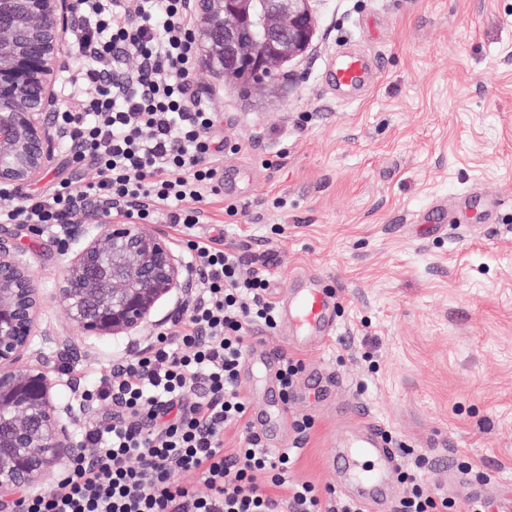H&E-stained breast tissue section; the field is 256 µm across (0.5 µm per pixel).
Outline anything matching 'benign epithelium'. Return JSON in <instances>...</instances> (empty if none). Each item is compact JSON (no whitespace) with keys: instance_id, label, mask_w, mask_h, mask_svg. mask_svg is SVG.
I'll return each instance as SVG.
<instances>
[{"instance_id":"obj_1","label":"benign epithelium","mask_w":512,"mask_h":512,"mask_svg":"<svg viewBox=\"0 0 512 512\" xmlns=\"http://www.w3.org/2000/svg\"><path fill=\"white\" fill-rule=\"evenodd\" d=\"M313 0H188L198 18V41L207 63L256 89L289 61L305 55L316 36ZM82 23L80 0H0V185L41 176L65 132L45 116L59 109L57 78L69 66L63 46ZM136 202L107 199L96 233L72 259L60 299L78 329L129 335L150 320L171 292H192L183 258L162 229L129 224L122 214ZM57 237L74 242L86 225L59 224ZM39 289L20 260L15 234L0 225V512H17L16 492L43 484L51 470L74 453L71 424L55 404L57 382L45 368L69 353L71 337L51 340L41 368L15 366L29 349Z\"/></svg>"}]
</instances>
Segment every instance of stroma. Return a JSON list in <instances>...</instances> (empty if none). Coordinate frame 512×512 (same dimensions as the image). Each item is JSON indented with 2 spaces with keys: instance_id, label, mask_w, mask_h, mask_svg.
<instances>
[{
  "instance_id": "35a3bbf8",
  "label": "stroma",
  "mask_w": 512,
  "mask_h": 512,
  "mask_svg": "<svg viewBox=\"0 0 512 512\" xmlns=\"http://www.w3.org/2000/svg\"><path fill=\"white\" fill-rule=\"evenodd\" d=\"M314 49L282 67L272 87L242 93L199 63L194 91L209 95L237 176L208 205L205 231L265 269L272 296L299 273L335 293L336 334L308 349L266 344L343 382L393 436L431 456L450 445L512 495V0H313ZM372 59L376 78L353 94L331 85L338 53ZM93 181L55 150L35 182ZM444 203L440 227L421 223ZM238 207L228 216L227 205ZM43 302L22 365L68 336L51 378L92 383L176 314L169 295L129 336L78 333L58 289L76 244L14 228ZM308 416L291 470L336 485L328 466L347 421L336 402H288Z\"/></svg>"
}]
</instances>
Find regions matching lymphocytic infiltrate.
Here are the masks:
<instances>
[{
	"label": "lymphocytic infiltrate",
	"mask_w": 512,
	"mask_h": 512,
	"mask_svg": "<svg viewBox=\"0 0 512 512\" xmlns=\"http://www.w3.org/2000/svg\"><path fill=\"white\" fill-rule=\"evenodd\" d=\"M83 10L61 78L80 108L54 120L69 132L72 163L97 177L21 194L0 222L45 229L102 199L136 200L131 221L169 220L198 283L165 331L82 393L80 410L103 400L110 412L89 422L53 490L23 493L19 512H362L335 489L289 481L295 451L261 447L250 430L237 382L252 330L276 328V305L267 273H243L233 246L201 229L207 205L223 196L224 141L209 97L190 89L197 50L186 0H83ZM128 54L140 71L113 83ZM230 425L243 447L225 448ZM425 466L418 456L400 471L399 512H456L454 499L429 490ZM188 474L207 494L185 483Z\"/></svg>",
	"instance_id": "1"
}]
</instances>
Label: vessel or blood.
<instances>
[{
    "label": "vessel or blood",
    "instance_id": "b4317fda",
    "mask_svg": "<svg viewBox=\"0 0 512 512\" xmlns=\"http://www.w3.org/2000/svg\"><path fill=\"white\" fill-rule=\"evenodd\" d=\"M372 74L370 61L354 54L342 55L334 74L336 89L342 92L363 86ZM276 306L280 332L289 346L320 344L336 332L333 297L321 288L315 275L293 277ZM282 359L281 351L268 349L257 339L244 363L247 371L259 373L256 390L265 403L264 409L251 416V429L261 441L277 449L294 443L286 431L288 408L276 381ZM341 410L350 420V429L340 441L330 466L343 477L342 492L361 504L365 512H394L396 499L391 483L399 467V456L388 441L385 425L362 406L347 403Z\"/></svg>",
    "mask_w": 512,
    "mask_h": 512
}]
</instances>
